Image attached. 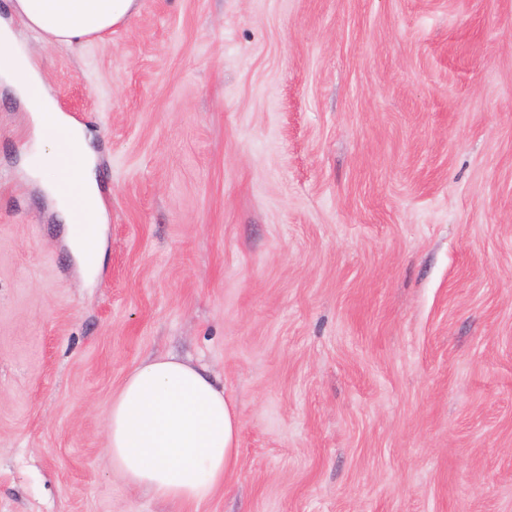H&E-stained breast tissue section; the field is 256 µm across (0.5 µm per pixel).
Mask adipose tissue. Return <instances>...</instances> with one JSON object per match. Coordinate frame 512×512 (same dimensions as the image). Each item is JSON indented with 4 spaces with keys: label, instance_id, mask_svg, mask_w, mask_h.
Wrapping results in <instances>:
<instances>
[{
    "label": "adipose tissue",
    "instance_id": "obj_1",
    "mask_svg": "<svg viewBox=\"0 0 512 512\" xmlns=\"http://www.w3.org/2000/svg\"><path fill=\"white\" fill-rule=\"evenodd\" d=\"M137 0H13L23 24L42 37L78 45L123 24ZM15 34L0 25V77L25 100L35 126L34 173L52 171L44 187L65 224L83 206L91 241L71 239L73 251L98 264L103 251L104 207L96 158L81 124L65 114L43 88L26 54L14 51ZM240 420L224 385L206 368L173 355L143 360L127 375L106 417L112 471L159 500L189 507L224 485L238 458Z\"/></svg>",
    "mask_w": 512,
    "mask_h": 512
}]
</instances>
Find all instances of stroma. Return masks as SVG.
Listing matches in <instances>:
<instances>
[{"mask_svg": "<svg viewBox=\"0 0 512 512\" xmlns=\"http://www.w3.org/2000/svg\"><path fill=\"white\" fill-rule=\"evenodd\" d=\"M16 49L92 136L84 272L0 78V512H180L105 417L172 354L238 461L194 512H512V0H139Z\"/></svg>", "mask_w": 512, "mask_h": 512, "instance_id": "obj_1", "label": "stroma"}]
</instances>
